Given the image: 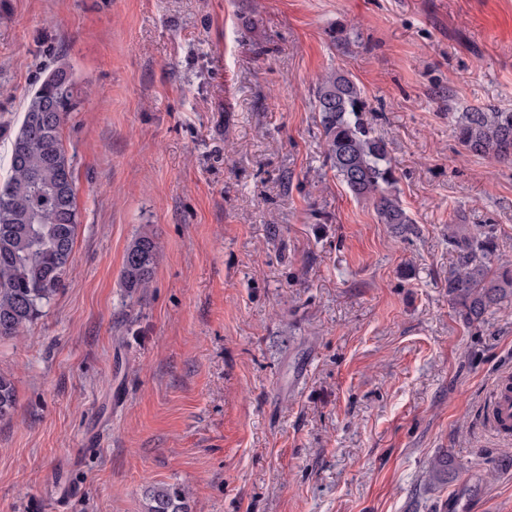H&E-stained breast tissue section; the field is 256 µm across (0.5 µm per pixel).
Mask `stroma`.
<instances>
[{
	"label": "stroma",
	"instance_id": "1",
	"mask_svg": "<svg viewBox=\"0 0 512 512\" xmlns=\"http://www.w3.org/2000/svg\"><path fill=\"white\" fill-rule=\"evenodd\" d=\"M80 214L63 288L0 340V512H512V301H448V227L512 262V163L462 113L512 109V0H0V124L58 56ZM347 72L387 145L410 233L325 156L316 79ZM153 237L148 292L120 282ZM458 465L445 485L433 459ZM455 137L469 153L499 162H512V110L473 109L455 125ZM15 405L14 381L10 374L0 372V418L11 415ZM504 384L498 385L495 390L494 402L490 415V424L493 428L502 431L503 425L512 423V399L510 394H502ZM456 474L454 460L448 454L437 456L431 463L428 471V480L434 484H448ZM145 512H191L189 492L180 486L159 484L145 492Z\"/></svg>",
	"mask_w": 512,
	"mask_h": 512
}]
</instances>
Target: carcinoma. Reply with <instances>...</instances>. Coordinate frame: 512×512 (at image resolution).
Listing matches in <instances>:
<instances>
[{"label":"carcinoma","mask_w":512,"mask_h":512,"mask_svg":"<svg viewBox=\"0 0 512 512\" xmlns=\"http://www.w3.org/2000/svg\"><path fill=\"white\" fill-rule=\"evenodd\" d=\"M77 106L73 67L59 57L40 86L29 96L16 131L10 135L7 178L0 186V338L21 335L63 287L72 262L79 212L73 159L62 139L68 114ZM325 151L336 176L357 198L373 202L378 219L399 233L414 232L413 220L398 196L385 141L376 135L370 106L359 86L342 70H329L317 80ZM455 137L470 154L512 162V110L473 109L455 125ZM453 264L448 297L463 321L479 324L489 309L512 299V267L493 265L494 239L466 224L448 226ZM159 258L149 235L126 248L122 287L145 292L151 287ZM16 405L14 381L0 372V418ZM456 474L451 456L436 457L428 480L444 485ZM145 512H191L189 492L159 484L145 492Z\"/></svg>","instance_id":"cac0c4a2"}]
</instances>
